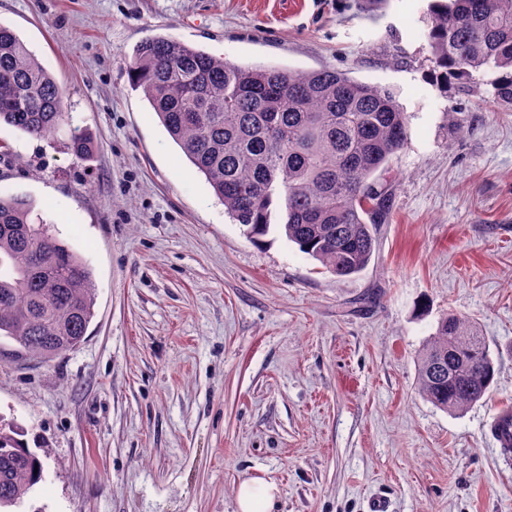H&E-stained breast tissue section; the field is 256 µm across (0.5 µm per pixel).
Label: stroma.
<instances>
[{
	"instance_id": "1",
	"label": "stroma",
	"mask_w": 512,
	"mask_h": 512,
	"mask_svg": "<svg viewBox=\"0 0 512 512\" xmlns=\"http://www.w3.org/2000/svg\"><path fill=\"white\" fill-rule=\"evenodd\" d=\"M431 3L0 0L66 114L44 138L0 125V194L30 200L96 288L77 348L45 362L0 339V417L45 467L22 512H237L256 477L277 485L276 512H368L375 495L392 512H512L487 432L512 404V110L486 109L491 73L435 80ZM158 36L389 89L407 142L364 271L336 276L225 213L129 81ZM75 127L88 158L67 149ZM448 313L495 357L486 402L460 415L416 386Z\"/></svg>"
}]
</instances>
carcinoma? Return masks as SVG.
Here are the masks:
<instances>
[{
	"mask_svg": "<svg viewBox=\"0 0 512 512\" xmlns=\"http://www.w3.org/2000/svg\"><path fill=\"white\" fill-rule=\"evenodd\" d=\"M442 82L489 70L494 99L512 107V0H435L425 34ZM170 137L253 239L282 226L287 239L339 277L363 271L373 229L392 214L391 158L406 117L386 88L338 71L244 69L180 41L141 44L129 68ZM64 91L16 33L0 24V123L43 138L64 120ZM69 149L91 137L71 130ZM21 196L0 195V338L42 360L74 349L94 317L90 269L30 221ZM496 374L475 323L442 317L418 358L417 383L437 408L461 414ZM23 431L0 418V512L23 504L44 466Z\"/></svg>",
	"mask_w": 512,
	"mask_h": 512,
	"instance_id": "obj_1",
	"label": "carcinoma"
}]
</instances>
